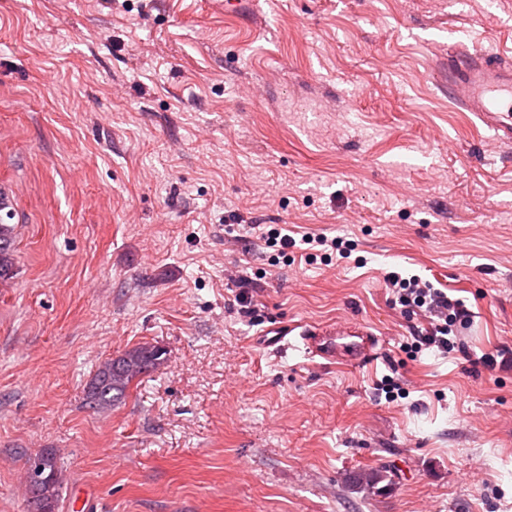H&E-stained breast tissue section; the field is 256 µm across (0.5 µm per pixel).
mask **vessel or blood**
Instances as JSON below:
<instances>
[{"mask_svg": "<svg viewBox=\"0 0 512 512\" xmlns=\"http://www.w3.org/2000/svg\"><path fill=\"white\" fill-rule=\"evenodd\" d=\"M457 51L448 62L451 97L466 111L475 113L502 145L512 147V64L497 63L489 54L470 52L463 34H456ZM280 336H299L308 354L349 365L365 362L377 353L372 333L351 331L350 341L337 342L336 331L304 324L284 326Z\"/></svg>", "mask_w": 512, "mask_h": 512, "instance_id": "obj_1", "label": "vessel or blood"}]
</instances>
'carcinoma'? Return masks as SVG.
<instances>
[{"label": "carcinoma", "instance_id": "obj_1", "mask_svg": "<svg viewBox=\"0 0 512 512\" xmlns=\"http://www.w3.org/2000/svg\"><path fill=\"white\" fill-rule=\"evenodd\" d=\"M11 220V201L0 190V283L10 280L15 272L17 230ZM164 361V351L155 345H143L104 362L87 386V404L99 411L112 408L124 399L134 379ZM35 459L42 462L44 469L37 480L27 482L31 512H55L62 485V469L56 454L51 451H44Z\"/></svg>", "mask_w": 512, "mask_h": 512}]
</instances>
